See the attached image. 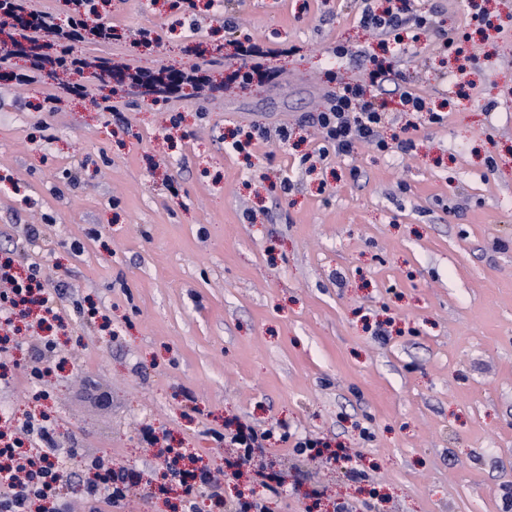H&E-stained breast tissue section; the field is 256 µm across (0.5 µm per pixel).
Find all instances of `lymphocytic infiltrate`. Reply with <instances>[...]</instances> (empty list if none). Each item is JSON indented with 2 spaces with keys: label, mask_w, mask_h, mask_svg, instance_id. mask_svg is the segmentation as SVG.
<instances>
[{
  "label": "lymphocytic infiltrate",
  "mask_w": 512,
  "mask_h": 512,
  "mask_svg": "<svg viewBox=\"0 0 512 512\" xmlns=\"http://www.w3.org/2000/svg\"><path fill=\"white\" fill-rule=\"evenodd\" d=\"M68 13L64 21L51 14L33 9L29 0H0V16L14 18L24 33L30 53L28 67L7 72L8 80L27 85L39 78H50L59 71L81 73L93 68L111 72L112 60L107 56L87 59L74 51L84 34L85 18L96 10V0H67ZM361 23L403 44L406 33L415 29L432 30L430 19L411 13L408 5L377 12L364 9ZM130 85L145 93L167 99L174 84L209 85V78L200 70L169 74L165 71L126 70ZM388 79V71L375 65L368 72L367 85L345 84L329 92L322 111L311 113L306 121L320 132V156L351 155L358 145L368 144L378 151H388L381 135L387 113L385 102L367 95V88L380 87ZM65 292L62 282L44 278L40 268H30L28 275L15 272L12 258H0V326L7 334L0 336V351L8 350L14 338L9 331L16 320L31 313V304H38L46 313L57 314V302ZM215 441L230 450L224 459V472L239 477L245 466L251 465L256 448L268 440V433H257L243 423L226 424L224 431L213 432ZM85 468L92 477L84 483L83 502L88 512H99L100 504L121 506L128 496V474L116 466L108 455L86 458ZM166 469L182 489V512H199L197 498L205 494L216 503L224 501V483L208 466L183 467L179 456L166 460ZM69 479L66 459L61 452L60 438L49 416H30L23 422L0 427V512H30L37 500H49L54 512H73L71 502L61 494Z\"/></svg>",
  "instance_id": "lymphocytic-infiltrate-1"
}]
</instances>
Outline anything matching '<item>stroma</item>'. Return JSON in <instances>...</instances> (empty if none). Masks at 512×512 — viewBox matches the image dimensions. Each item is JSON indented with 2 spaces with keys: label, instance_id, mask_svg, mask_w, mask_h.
Wrapping results in <instances>:
<instances>
[{
  "label": "stroma",
  "instance_id": "1",
  "mask_svg": "<svg viewBox=\"0 0 512 512\" xmlns=\"http://www.w3.org/2000/svg\"><path fill=\"white\" fill-rule=\"evenodd\" d=\"M196 4L189 21L156 0H112L113 25L153 29L159 43L76 50L184 72L202 60L189 45L219 46L202 60L219 81L247 34L272 49L262 64L274 79L214 97L186 86L156 104L84 74L116 118L55 81L0 78V253L67 285L61 367L40 383L49 397L33 400L40 340L21 328L0 422L47 407L81 449L64 488L77 506L85 456L105 453L144 476L126 512H182L142 425L220 470L209 432L237 420L352 449L366 473L350 481L271 438L260 458L284 486L266 512L344 500L358 512H512V0H419L460 49L422 32L399 53L360 22L385 0ZM339 43L348 56L331 55ZM375 58L393 70L378 91L382 133L414 150L362 144L307 171L299 157L318 134L301 118L322 108L329 72L357 82ZM406 85L444 107L443 123L406 127ZM49 94L56 110L36 111ZM251 124L291 137L239 155L232 138ZM88 386L100 406L78 399Z\"/></svg>",
  "mask_w": 512,
  "mask_h": 512
}]
</instances>
